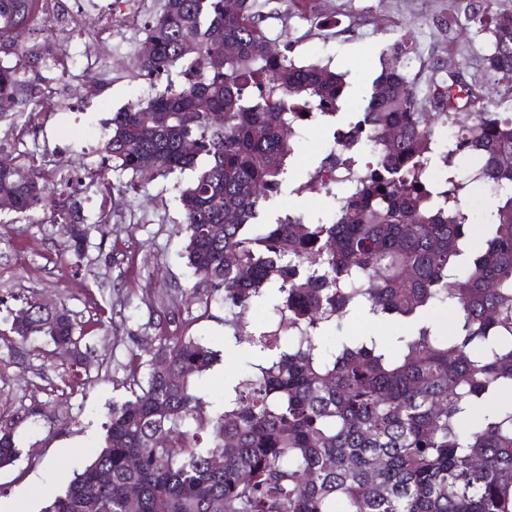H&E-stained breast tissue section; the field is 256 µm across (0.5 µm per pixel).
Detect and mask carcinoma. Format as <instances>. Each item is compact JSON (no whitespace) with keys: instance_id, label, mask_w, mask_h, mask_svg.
<instances>
[{"instance_id":"1","label":"carcinoma","mask_w":512,"mask_h":512,"mask_svg":"<svg viewBox=\"0 0 512 512\" xmlns=\"http://www.w3.org/2000/svg\"><path fill=\"white\" fill-rule=\"evenodd\" d=\"M286 2L324 26L313 0ZM493 4L475 3L468 25L490 34L492 80L512 81V12ZM39 10L40 0H0V55L38 59L13 33ZM270 18L257 0L233 11L224 0H164L140 69L159 77L191 56L197 73L113 113L101 151L133 179L193 172L179 193L196 278L186 302L217 297L232 313L275 291L276 327L251 337L255 361L209 419L197 415L194 376L214 351L168 339L146 360L145 383L112 402L100 451L43 512H129L130 487L136 512H210L216 499L224 512H512V113L481 112L439 147L450 102L467 88L452 71L430 86L432 111H420L403 39L362 110L336 129L342 148L314 172L320 181L345 173L331 218L258 226L260 206L281 190L295 126L336 115L347 86L320 62L295 63L290 39L273 53ZM0 100L51 105L1 61ZM359 154L371 160L360 167ZM459 157L479 166L474 180L448 171ZM17 168L0 153V198L23 214L44 203L53 179L40 170L23 182ZM473 183L496 200L477 235L460 198ZM57 215L76 260L92 234L105 235L75 207ZM439 306L456 311L446 334L430 322ZM7 312L23 341L78 344L63 311L30 300ZM360 314L407 330L344 335ZM28 417H0V467L17 458L14 429Z\"/></svg>"}]
</instances>
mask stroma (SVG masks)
<instances>
[{
    "label": "stroma",
    "instance_id": "1",
    "mask_svg": "<svg viewBox=\"0 0 512 512\" xmlns=\"http://www.w3.org/2000/svg\"><path fill=\"white\" fill-rule=\"evenodd\" d=\"M474 0H319L318 9L335 18L330 28L314 29L290 14L286 0H270L271 37L288 32L295 62L321 61L344 73L342 108L333 119H319L297 130L281 192L261 217L272 224L286 214L327 217L335 209L337 186L309 192L307 185L332 143L337 124L357 111L373 80L390 60V47L410 38L406 65L419 109L430 110L429 87L438 69L461 71L477 97H491L498 111L512 113V83H492L484 68L490 36L466 32ZM112 6V52L103 81L88 93L79 77L85 64L83 38L66 45L67 71L24 64L28 80L53 88L71 84L79 109L35 113L0 112V149L23 166L51 170L64 163L75 173L106 169L110 192H83L59 186L58 199L77 202L87 223L106 221V235H92L80 267H72L55 217L35 208L0 214V415L27 408L52 409L55 422L33 417L15 430L20 454L0 467V503L14 512H42L50 496L65 491L76 473L103 444V424L112 401L145 381L148 353L167 336H194L220 357L201 380L198 412L210 417L224 408V386L244 373L253 359L248 344L274 318L275 299L257 303L238 329L226 327L222 302L186 305L183 289L195 279L183 256L179 229L183 213L179 184L188 173L146 182L112 172L100 148L109 137L113 112L154 96L167 83L180 82V68L151 82L140 74L139 57L147 21L163 0H71L84 31L98 27L99 8ZM65 311L77 325L79 350L89 360L81 384L66 377L71 354L46 338L20 341L5 320L7 308L28 299Z\"/></svg>",
    "mask_w": 512,
    "mask_h": 512
}]
</instances>
